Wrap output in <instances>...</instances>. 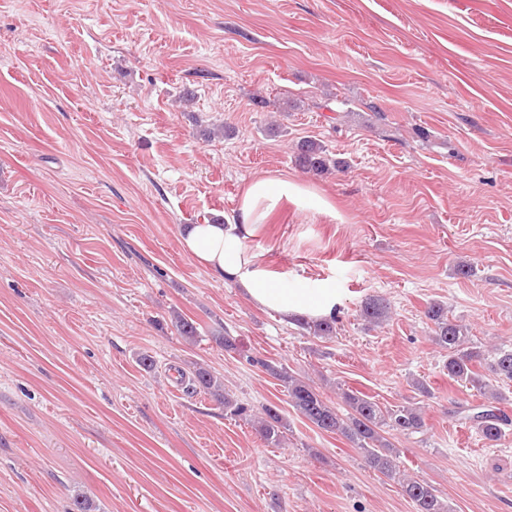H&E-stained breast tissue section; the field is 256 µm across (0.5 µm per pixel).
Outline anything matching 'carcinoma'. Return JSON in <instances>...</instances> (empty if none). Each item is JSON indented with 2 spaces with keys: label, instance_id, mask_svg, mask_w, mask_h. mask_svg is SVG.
I'll list each match as a JSON object with an SVG mask.
<instances>
[{
  "label": "carcinoma",
  "instance_id": "carcinoma-1",
  "mask_svg": "<svg viewBox=\"0 0 512 512\" xmlns=\"http://www.w3.org/2000/svg\"><path fill=\"white\" fill-rule=\"evenodd\" d=\"M296 161L303 169L315 174L329 170V161L324 156L322 146L314 141L298 143ZM387 314V304L378 298L367 299L360 309V316L370 323L381 321ZM424 316L433 325L436 345L448 352V357L443 361V371L448 374V378L465 382L496 402L494 406L481 404L463 408L457 412L459 419L488 444H499L506 437L507 426L512 424L508 414L497 407L498 403L506 400V396L490 388L485 375L474 371L473 364L486 365L487 370L500 381H512V348L500 346L488 353L484 352L469 336L467 325L449 318L448 309L441 303H429ZM266 368L283 382L289 404L302 417L320 430L340 434L355 443L363 450L367 464L390 479L395 478L399 472L398 452L383 433L392 431L410 436L427 431L425 419L417 407L403 405L394 409L383 408L367 396L347 390L341 393L342 401L350 409L344 416L327 404L308 383L269 364ZM194 382L224 403L225 408L235 413L243 411V408L224 395L222 386L207 369H196ZM258 424L259 434L264 441L272 445L280 444L287 425L277 408H265L264 417L260 418ZM402 491L414 504L416 512H450L449 506L424 479L404 478Z\"/></svg>",
  "mask_w": 512,
  "mask_h": 512
}]
</instances>
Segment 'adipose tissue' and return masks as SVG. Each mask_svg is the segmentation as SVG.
Here are the masks:
<instances>
[{
  "label": "adipose tissue",
  "instance_id": "1",
  "mask_svg": "<svg viewBox=\"0 0 512 512\" xmlns=\"http://www.w3.org/2000/svg\"><path fill=\"white\" fill-rule=\"evenodd\" d=\"M313 197L309 188L283 176L255 179L247 185L233 221L183 225L180 246L210 274L232 282L245 299L276 313L281 322H291L300 314L320 322L336 311L335 289L288 287L279 275L260 265L247 247L250 239L264 232L282 203L305 210Z\"/></svg>",
  "mask_w": 512,
  "mask_h": 512
}]
</instances>
